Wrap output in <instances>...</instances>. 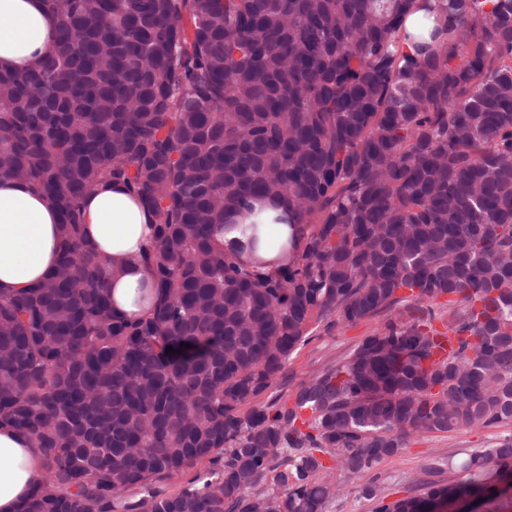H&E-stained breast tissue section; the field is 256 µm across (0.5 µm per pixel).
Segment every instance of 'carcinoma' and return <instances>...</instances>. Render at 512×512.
Returning <instances> with one entry per match:
<instances>
[{
  "label": "carcinoma",
  "instance_id": "cac0c4a2",
  "mask_svg": "<svg viewBox=\"0 0 512 512\" xmlns=\"http://www.w3.org/2000/svg\"><path fill=\"white\" fill-rule=\"evenodd\" d=\"M43 2L54 51L0 71V179L50 197L64 239L0 297V427L43 457L19 512H326L337 470L512 425V0ZM105 181L155 218L138 319L82 235ZM261 200L288 210L273 271L240 257ZM366 320L276 391L314 330ZM491 463L512 474V434L448 457L463 483L437 465L418 495L362 494L475 505Z\"/></svg>",
  "mask_w": 512,
  "mask_h": 512
}]
</instances>
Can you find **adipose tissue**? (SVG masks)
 I'll list each match as a JSON object with an SVG mask.
<instances>
[{
  "label": "adipose tissue",
  "instance_id": "obj_1",
  "mask_svg": "<svg viewBox=\"0 0 512 512\" xmlns=\"http://www.w3.org/2000/svg\"><path fill=\"white\" fill-rule=\"evenodd\" d=\"M57 22L41 0H0V70L26 71L50 54ZM86 241L111 256L108 282L114 307L136 318L155 301L148 269L139 262L154 217L123 184L104 183L83 205ZM63 236L50 198L19 181H0V293L30 287L56 267ZM42 475V456L27 436L0 429V512H18Z\"/></svg>",
  "mask_w": 512,
  "mask_h": 512
}]
</instances>
